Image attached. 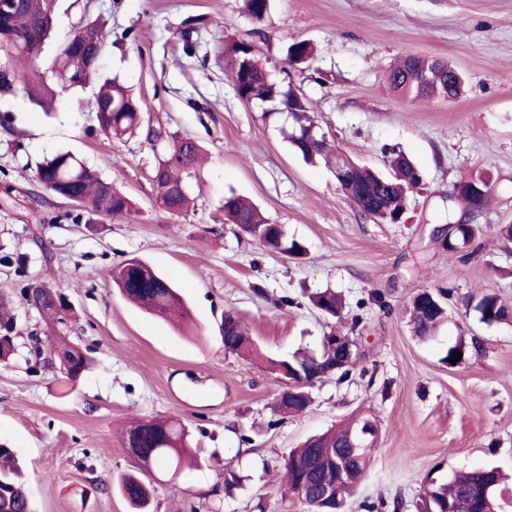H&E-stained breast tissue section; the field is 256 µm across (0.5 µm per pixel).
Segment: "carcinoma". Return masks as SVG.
I'll list each match as a JSON object with an SVG mask.
<instances>
[{"mask_svg": "<svg viewBox=\"0 0 512 512\" xmlns=\"http://www.w3.org/2000/svg\"><path fill=\"white\" fill-rule=\"evenodd\" d=\"M247 13L261 22L269 11V0H244ZM84 28L95 32L97 41H88L81 30L62 40L59 50L49 61H44L45 44L55 36L54 15L46 9L45 0H14V7L0 14V93H23L28 100L48 111L56 98L64 93H77L85 84L94 81L97 72L89 68L90 57L102 51L107 34L102 24L91 22ZM313 47L305 40H296L287 47L292 64L305 63L312 58ZM224 61L227 76L235 83L237 96L250 99L256 94L265 100V115L276 106L286 108L293 115L288 122L287 139L293 150L308 162L336 156L328 148L326 136L312 142L302 138L303 131L313 126V116L307 100L292 83L279 82L258 58L255 46L245 41L224 42ZM465 84L464 75L441 58L407 56L392 67L388 85L395 94L410 99L438 97L457 99ZM98 112L101 130L111 138L139 134L152 149H161L155 169L157 178L156 201L171 214L181 213L187 206L188 195L183 174L198 162L199 146L189 140L168 137L161 127L146 128L142 122L139 101L118 79H108L99 87L91 103ZM393 158L389 169L381 174L362 166L355 170L350 200L361 214L381 223L400 222L408 207V199L420 184L418 169L402 153L390 151ZM37 180L46 192L70 199L77 196L93 211L112 216H129L136 212L130 197L112 187L81 161L67 151L57 152L43 159L37 170ZM452 199L462 204L468 220L448 234L453 245L450 250L459 254L463 263L469 262L481 250L479 224L474 219L483 214L490 196L489 179L483 174L469 176L453 187ZM224 223L236 225L242 232L254 236L262 232L265 244L283 252L299 248L298 241L288 238L284 228L265 219L248 201L230 196L224 199ZM112 279L125 298L154 315L169 321L185 322L189 318L186 303L176 287L149 264L138 258L127 259L113 268ZM60 294L49 288H30L25 294L28 305L49 315L52 321L65 323L57 302ZM312 304L332 317L342 316L345 301L341 294L330 289L315 293ZM475 309L481 321L491 323L512 313V308L499 296L488 293L481 296ZM410 311L413 333L426 340L444 322V315L434 310L427 301L414 297ZM224 349L246 359L255 353L254 343L247 336L239 317L231 319L224 330ZM57 350V369L66 387L75 386L89 368L91 360L66 339L54 343ZM336 354L324 348L299 349L280 364L301 388L298 393L276 403L275 411L294 414L306 410L312 403L310 389L315 382L329 375L345 382L353 376L357 355H352L346 366L333 369ZM351 423L330 430L291 452L284 465L288 491L302 484L309 494L303 502L311 512H341L345 495L331 496L317 501L324 483L333 480L336 468V447L348 441ZM188 432L172 419L144 418L132 423L125 431V445L136 459V470L118 479V488L133 512H148L152 486L148 479L153 466L162 463L172 474L182 470L187 452ZM499 474L494 469L472 468L451 475L444 482L427 480L419 497L417 512H497L495 489ZM0 512H35L28 495L24 471L10 448H0Z\"/></svg>", "mask_w": 512, "mask_h": 512, "instance_id": "cac0c4a2", "label": "carcinoma"}]
</instances>
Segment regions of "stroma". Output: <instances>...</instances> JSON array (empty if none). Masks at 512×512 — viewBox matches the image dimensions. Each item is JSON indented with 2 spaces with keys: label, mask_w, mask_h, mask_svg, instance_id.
<instances>
[{
  "label": "stroma",
  "mask_w": 512,
  "mask_h": 512,
  "mask_svg": "<svg viewBox=\"0 0 512 512\" xmlns=\"http://www.w3.org/2000/svg\"><path fill=\"white\" fill-rule=\"evenodd\" d=\"M107 23L100 77L119 78L167 133L202 149L185 177L188 209L156 202L157 154L140 136L112 140L90 102L96 84L46 113L22 96L0 97V298L16 315V353L0 363V445L29 467L36 512H132L116 477L131 469L122 428L134 417H173L189 432L194 465L154 467L150 512H308L288 490L291 450L351 416L376 420L379 440L343 512L364 500L417 512L426 477L490 466L505 477L498 512H512V321L481 322L486 293L512 305V0H270L255 22L244 0H59L58 37L96 18ZM253 43L274 80L300 88L332 148L371 168L398 149L422 183L397 224L362 215L333 174L289 149L280 125L235 93L219 50L226 37ZM314 47L286 58L291 40ZM450 61L467 77L459 99L406 100L387 76L402 57ZM74 154L134 202L108 216L46 193L38 164ZM490 179L479 222L483 247L461 262L433 234L459 221L454 184ZM256 204L306 248L294 259L223 223L225 196ZM136 257L169 278L193 325L182 330L130 304L112 268ZM42 285L73 312L53 326L23 299ZM451 288L448 319L414 336L407 313L421 289ZM342 294L343 321L309 294ZM380 293L387 310L370 303ZM292 298L294 306L283 305ZM248 326L260 360L225 351L224 312ZM360 324H353L354 316ZM352 335L367 377H327L297 415L272 408L284 389L271 361L319 349L329 331ZM66 336L96 365L62 387L49 336ZM480 352L448 365L458 341Z\"/></svg>",
  "instance_id": "stroma-1"
}]
</instances>
